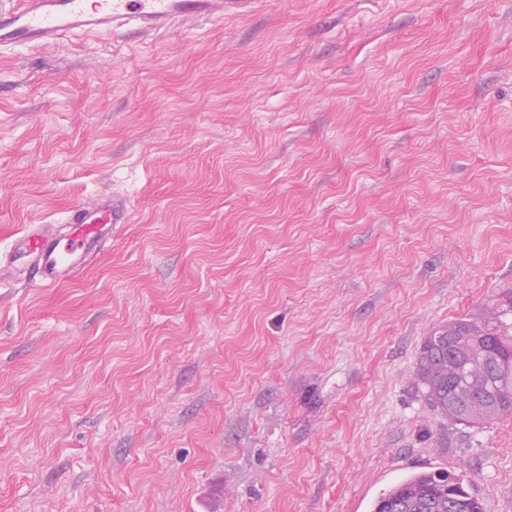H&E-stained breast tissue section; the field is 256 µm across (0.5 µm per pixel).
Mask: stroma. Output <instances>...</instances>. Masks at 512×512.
<instances>
[{"label": "stroma", "mask_w": 512, "mask_h": 512, "mask_svg": "<svg viewBox=\"0 0 512 512\" xmlns=\"http://www.w3.org/2000/svg\"><path fill=\"white\" fill-rule=\"evenodd\" d=\"M102 194L78 277L0 281V512H372L425 470L512 512V414L418 372L512 306V0L0 51V254Z\"/></svg>", "instance_id": "stroma-1"}]
</instances>
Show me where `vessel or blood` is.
I'll list each match as a JSON object with an SVG mask.
<instances>
[{
  "label": "vessel or blood",
  "mask_w": 512,
  "mask_h": 512,
  "mask_svg": "<svg viewBox=\"0 0 512 512\" xmlns=\"http://www.w3.org/2000/svg\"><path fill=\"white\" fill-rule=\"evenodd\" d=\"M257 0H15L0 12V49L39 48L83 36H145L179 16L223 19ZM117 197L103 194L70 210L64 226L32 224L0 260V277L41 287L68 281L100 249L109 226L129 221Z\"/></svg>",
  "instance_id": "1"
}]
</instances>
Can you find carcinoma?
<instances>
[{"label":"carcinoma","instance_id":"1","mask_svg":"<svg viewBox=\"0 0 512 512\" xmlns=\"http://www.w3.org/2000/svg\"><path fill=\"white\" fill-rule=\"evenodd\" d=\"M482 345L498 359L484 363L466 352ZM419 375L430 404L449 418L479 426L512 413V323L495 316L459 319L426 337ZM373 512H485L466 480L447 472L416 473L385 490Z\"/></svg>","mask_w":512,"mask_h":512}]
</instances>
